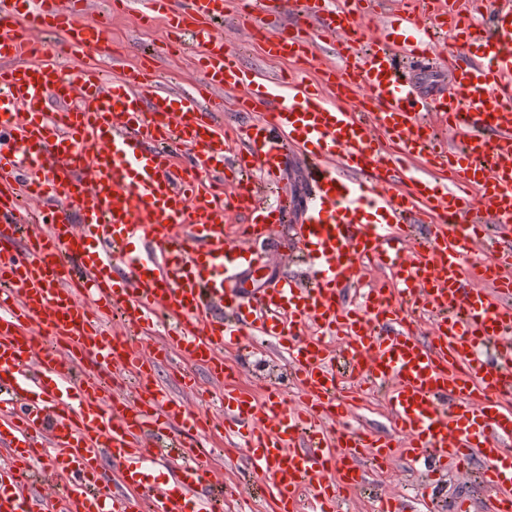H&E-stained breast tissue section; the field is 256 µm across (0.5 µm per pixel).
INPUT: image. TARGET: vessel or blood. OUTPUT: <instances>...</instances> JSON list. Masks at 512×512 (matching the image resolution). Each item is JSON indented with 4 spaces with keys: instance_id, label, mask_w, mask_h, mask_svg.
<instances>
[{
    "instance_id": "1",
    "label": "vessel or blood",
    "mask_w": 512,
    "mask_h": 512,
    "mask_svg": "<svg viewBox=\"0 0 512 512\" xmlns=\"http://www.w3.org/2000/svg\"><path fill=\"white\" fill-rule=\"evenodd\" d=\"M140 24L177 18L203 74L194 93L161 88L142 69L111 80L85 56L104 46L86 0H0V512H224L214 470L182 440L210 416L175 397L155 369L207 368L222 383L224 426L248 449L274 512H336L339 488L395 458L481 459L486 512H512V6L465 21L435 51L437 16L404 0L373 33L383 0H242L235 19L269 51L340 58L316 84L244 68L215 33L223 0H136ZM285 14L262 31L258 7ZM439 57L449 87L424 94L403 61ZM234 96L249 122L219 113ZM317 168L302 223L291 205L261 203L292 157ZM232 195H225V184ZM265 185V186H266ZM242 214L226 241L227 208ZM287 225L281 247L301 250L308 282L281 277L255 300L228 289L253 242ZM391 270L394 288L345 299L364 271ZM485 281L474 290L472 279ZM439 314L429 341L419 315ZM107 311L130 329L172 324L167 349L105 335ZM255 336L288 355L298 403L268 386L239 392L223 353ZM342 339L351 373L336 372ZM122 369L133 396L104 373ZM381 391L394 439L345 428L364 387ZM54 452L57 495L33 462ZM179 451L170 461L165 451ZM141 489L125 502L104 462Z\"/></svg>"
}]
</instances>
